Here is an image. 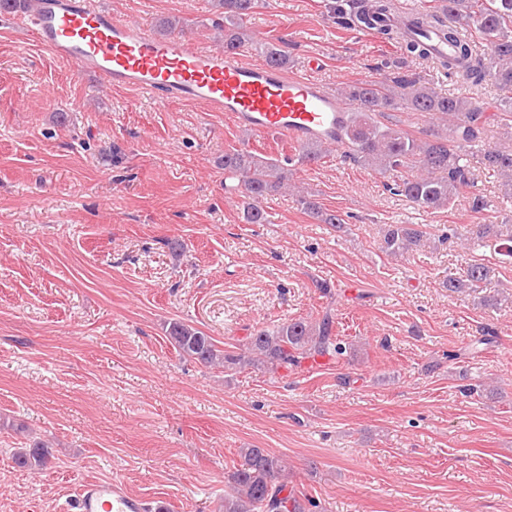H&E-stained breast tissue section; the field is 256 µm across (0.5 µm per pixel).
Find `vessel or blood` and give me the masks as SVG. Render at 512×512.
<instances>
[{"label":"vessel or blood","instance_id":"1","mask_svg":"<svg viewBox=\"0 0 512 512\" xmlns=\"http://www.w3.org/2000/svg\"><path fill=\"white\" fill-rule=\"evenodd\" d=\"M14 20L55 57L74 62L114 87L197 103L258 134H278L297 144L340 140L347 107L314 79L178 38H159L145 26L112 16L98 0H36L33 12L17 11ZM416 39L435 55L452 54L435 29L419 30ZM76 509L145 512L146 506L112 480L82 485Z\"/></svg>","mask_w":512,"mask_h":512}]
</instances>
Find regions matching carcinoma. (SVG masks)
I'll list each match as a JSON object with an SVG mask.
<instances>
[{
	"label": "carcinoma",
	"mask_w": 512,
	"mask_h": 512,
	"mask_svg": "<svg viewBox=\"0 0 512 512\" xmlns=\"http://www.w3.org/2000/svg\"><path fill=\"white\" fill-rule=\"evenodd\" d=\"M214 2L224 21V52L235 55L252 41L244 23L260 7V0ZM395 2L356 0L353 10L338 12L339 23L357 26L371 17L387 15ZM408 21L416 27H438L455 44V58L441 61L439 66L455 72L464 91H436L410 72L403 60L395 63L391 76L367 77L347 85L338 91L350 106L343 131V157L398 176L387 188L425 211L450 207L462 194L467 195L472 211H485L491 204L476 189L474 171L478 167L492 169L512 187V137L492 145L484 143L491 116L486 102L467 90L493 80L499 91L494 108L512 118V0H440L435 11H419L408 16ZM474 28L484 35L488 51L476 50ZM259 51L270 67L282 69L288 64L287 53L278 45L264 43ZM397 108L430 116L436 128L422 139L375 120L376 115ZM328 153L330 147L324 142L304 145L297 158L282 161L257 156L245 142L240 148L225 151L224 173L238 179L243 187L245 223H267L263 201L288 189V166L314 164ZM297 202L318 224L333 228L345 224L343 215L309 197L300 196ZM502 236L500 224H472L463 234H451L463 246ZM422 237L423 231L413 224H389L380 249L388 256H402L418 247ZM488 276L485 265L470 263L459 276L448 277L443 287L452 292L478 288ZM168 335L180 356L205 366L221 365L229 371L262 366L275 372L319 358L338 361L349 349L327 315L318 323L298 319L256 330L241 353L219 349L210 336L182 322L172 323ZM241 454V467L229 475L231 492L224 495V512H309L314 501L288 487L283 458L264 448H244ZM48 457V449L35 442L16 452L15 462L22 468L39 470L46 467Z\"/></svg>",
	"instance_id": "obj_1"
}]
</instances>
